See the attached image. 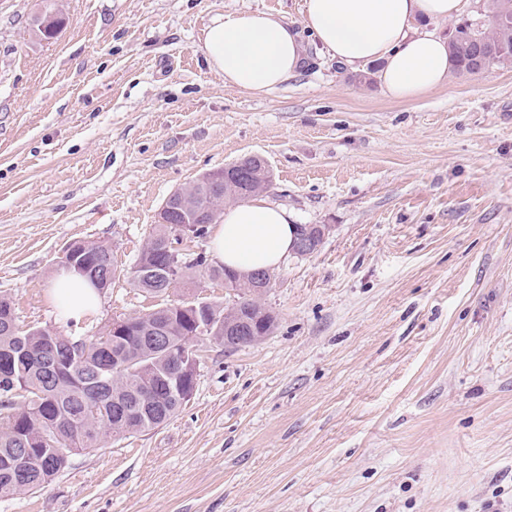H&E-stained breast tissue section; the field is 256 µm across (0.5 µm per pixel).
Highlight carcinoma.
I'll list each match as a JSON object with an SVG mask.
<instances>
[{"instance_id":"carcinoma-1","label":"carcinoma","mask_w":512,"mask_h":512,"mask_svg":"<svg viewBox=\"0 0 512 512\" xmlns=\"http://www.w3.org/2000/svg\"><path fill=\"white\" fill-rule=\"evenodd\" d=\"M63 14L34 19L43 40L58 37ZM448 48L457 71L487 72L512 61V0H484V5L448 31ZM271 184L264 161L201 175L170 223L157 224L138 260L153 267L169 262L167 245L173 226L190 216L198 223L215 221L224 198L253 196ZM175 277L162 284L153 274L119 262L102 242L75 245L65 260L100 277V289L124 277L139 291L164 297L192 275L222 280L236 292L233 307L205 300L158 303L127 316L125 331L112 333L108 323L91 334L50 337L49 327L23 328L10 298L0 296V498L41 489L52 482L76 451L96 448L107 435L125 436L156 428L183 405L175 353L188 341L224 342V323L244 321L248 332L240 345L255 344L277 328V316L261 303L247 282L218 263L208 265L193 253L179 254Z\"/></svg>"}]
</instances>
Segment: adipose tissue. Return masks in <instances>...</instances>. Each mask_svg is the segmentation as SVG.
I'll use <instances>...</instances> for the list:
<instances>
[{
	"label": "adipose tissue",
	"instance_id": "adipose-tissue-1",
	"mask_svg": "<svg viewBox=\"0 0 512 512\" xmlns=\"http://www.w3.org/2000/svg\"><path fill=\"white\" fill-rule=\"evenodd\" d=\"M462 0H305L301 27L271 15L216 17L203 52L227 85L262 93L296 76L304 61L302 33L350 69L378 64V83L396 100L414 99L444 85L453 70L448 39L431 23L459 16ZM295 226L286 208L257 196L225 207L212 239L216 262L242 270L272 269L287 257ZM52 298L64 317L82 320L98 294L77 276L59 275Z\"/></svg>",
	"mask_w": 512,
	"mask_h": 512
}]
</instances>
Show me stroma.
I'll use <instances>...</instances> for the list:
<instances>
[{
    "label": "stroma",
    "instance_id": "1",
    "mask_svg": "<svg viewBox=\"0 0 512 512\" xmlns=\"http://www.w3.org/2000/svg\"><path fill=\"white\" fill-rule=\"evenodd\" d=\"M303 4L0 0V295L20 323L71 335L50 296L66 248L133 264L174 190L248 156L270 203L328 227L274 269L272 335L201 346L168 423L0 512H512V64L410 101L308 35L277 90L210 69L215 16L297 24ZM153 303L120 279L81 325ZM65 24L62 13L51 12L38 16L33 25L37 35L43 40H52L58 37Z\"/></svg>",
    "mask_w": 512,
    "mask_h": 512
}]
</instances>
